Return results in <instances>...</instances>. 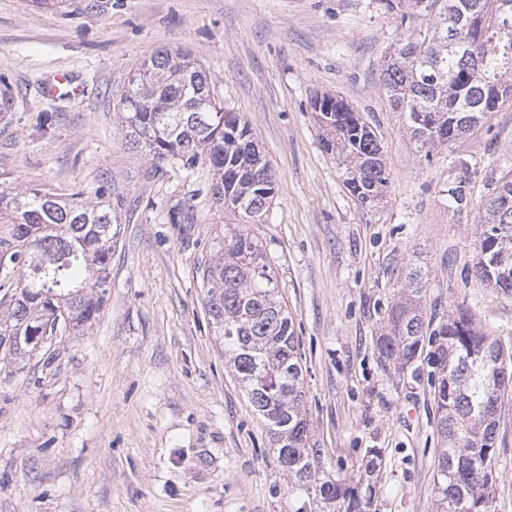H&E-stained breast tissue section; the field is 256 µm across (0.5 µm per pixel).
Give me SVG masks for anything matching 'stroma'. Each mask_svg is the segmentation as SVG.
Returning a JSON list of instances; mask_svg holds the SVG:
<instances>
[{
	"label": "stroma",
	"instance_id": "obj_1",
	"mask_svg": "<svg viewBox=\"0 0 512 512\" xmlns=\"http://www.w3.org/2000/svg\"><path fill=\"white\" fill-rule=\"evenodd\" d=\"M406 35L380 0H0V191H80L122 218L92 327L60 331L25 369L0 372V512H289L288 483L204 307L211 176L146 179L118 124L134 67L178 48L203 63L274 175L267 221L251 231L294 320L328 468L357 473L366 449H381L375 512H433L428 370L387 375L374 340L411 262L427 274V314L465 303L512 336V298L472 274L488 179L512 154V102L424 159L378 83ZM60 72L75 91L47 94ZM323 93L376 131L390 183L375 204L350 194L322 146L312 102ZM474 158L468 204L449 208L458 163ZM190 196L196 223H174ZM495 472L491 512H512V399Z\"/></svg>",
	"mask_w": 512,
	"mask_h": 512
}]
</instances>
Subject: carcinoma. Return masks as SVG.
Instances as JSON below:
<instances>
[{
  "label": "carcinoma",
  "instance_id": "carcinoma-1",
  "mask_svg": "<svg viewBox=\"0 0 512 512\" xmlns=\"http://www.w3.org/2000/svg\"><path fill=\"white\" fill-rule=\"evenodd\" d=\"M498 2V21L489 16ZM409 35L387 52L379 86L389 108L424 158L475 130L512 100V0H385ZM119 122L130 148L146 159L145 176L169 167L212 173L211 201L224 216L202 268L205 307L224 357L264 423L293 512H372L382 463L370 448L359 474L336 477L313 441L303 362L295 325L279 299L266 249L247 228L274 198V179L246 122L211 95L203 66L179 50L157 53L136 67ZM313 110L337 155L343 182L363 204L389 183L374 129L343 100L324 95ZM448 186V206L467 203L470 163ZM475 241L476 279L512 297V172L491 182ZM194 223V197L173 207ZM0 266L19 269L16 287L0 298V365L22 370L37 336L58 327L93 324L111 274L120 215L106 201L38 188L0 191ZM428 279L407 267L403 289L376 338L383 370L403 372L428 353L440 439L433 512H491L494 461L505 397L512 389V340L486 330L468 305L433 323L424 313Z\"/></svg>",
  "mask_w": 512,
  "mask_h": 512
}]
</instances>
